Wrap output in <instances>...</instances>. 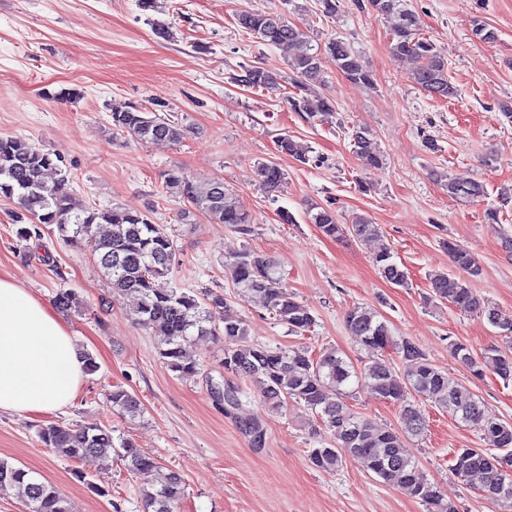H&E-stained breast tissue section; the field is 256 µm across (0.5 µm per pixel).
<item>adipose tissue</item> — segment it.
Instances as JSON below:
<instances>
[{
  "instance_id": "1",
  "label": "adipose tissue",
  "mask_w": 512,
  "mask_h": 512,
  "mask_svg": "<svg viewBox=\"0 0 512 512\" xmlns=\"http://www.w3.org/2000/svg\"><path fill=\"white\" fill-rule=\"evenodd\" d=\"M85 378L84 360L57 311L0 277V413L62 411Z\"/></svg>"
}]
</instances>
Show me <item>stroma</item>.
<instances>
[{
  "mask_svg": "<svg viewBox=\"0 0 512 512\" xmlns=\"http://www.w3.org/2000/svg\"><path fill=\"white\" fill-rule=\"evenodd\" d=\"M423 37L448 60L457 97L439 99L413 84V61L390 50L397 17L373 11L367 0H340L325 15L318 0H155L142 11L137 0H0V135L29 139L59 152L71 192L86 204L148 213L174 241L172 285L192 294L214 292L228 304L224 316L250 327L249 341L270 348H303L316 356L333 350L361 366L377 359L345 325L354 307L371 308L393 335L413 342L449 381L469 387L490 418L512 424V379L475 377L450 355L459 340L473 353L496 347L512 353V337L433 298L429 278L454 272L445 247L469 250L482 273L470 285L491 305L512 314V0H407ZM271 13L303 28L308 47L324 50L339 37L372 75L364 86L325 64L315 92L332 111L310 116L291 109L294 92L288 46L267 45L242 32L241 10ZM169 26L170 39L155 35ZM495 32L487 42L475 23ZM256 66L279 77L280 92L235 83ZM128 104L178 122L177 144H151L115 129L112 108ZM367 127L384 155L369 167L352 135ZM309 148L306 161L277 149L282 136ZM433 139L435 149L425 146ZM273 162L286 174L282 191L257 182L258 163ZM192 181L220 180L248 212L247 233L191 209L165 184L169 171ZM477 181L486 194L472 201L448 195L443 180ZM335 211L339 223L355 216L379 224L380 238L334 239L311 217ZM14 202L0 200V276L15 279L43 299L73 290L80 308L65 313L76 343L94 355L99 369L87 376L73 406L31 416L0 413V459L32 471L65 496L71 512H142L140 492L154 483L151 471H128L120 459L74 462L39 440L41 427L77 422L110 428L178 472L185 495L177 512H428L409 492L385 485L359 461L333 470L315 467L312 449L334 446L315 413L297 403L277 411L261 403L253 380L234 379L240 406L225 413L212 392L224 380V345L197 337L188 353L199 364L192 375L171 371L153 336L131 317L137 301L113 299L112 286L88 250L64 246L44 230L39 241L17 242ZM292 214L284 223L282 212ZM390 247L411 285L396 287L373 263ZM273 259L295 300L315 322L291 332L258 298L237 295L224 270L229 250ZM137 395V417L113 409L114 386ZM410 401L429 430L405 433L399 404L380 399L367 385L346 397L348 409L399 433L424 476L458 512H512L466 486L450 469L461 448L486 442L475 427L418 396ZM257 418L256 443L240 428Z\"/></svg>",
  "mask_w": 512,
  "mask_h": 512,
  "instance_id": "obj_1",
  "label": "stroma"
}]
</instances>
